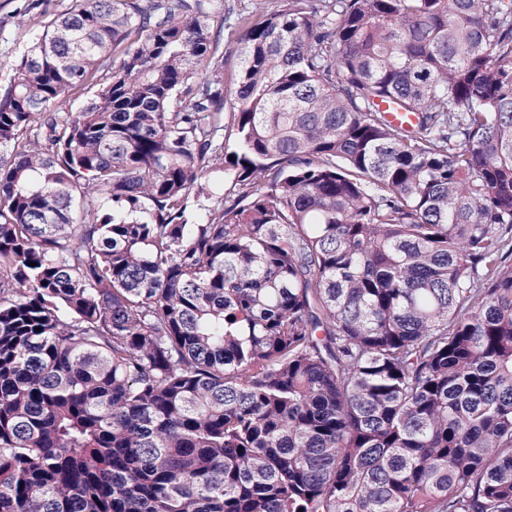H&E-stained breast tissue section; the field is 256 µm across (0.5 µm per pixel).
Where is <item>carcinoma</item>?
I'll return each mask as SVG.
<instances>
[{"mask_svg": "<svg viewBox=\"0 0 512 512\" xmlns=\"http://www.w3.org/2000/svg\"><path fill=\"white\" fill-rule=\"evenodd\" d=\"M49 2L0 84V512H512V0Z\"/></svg>", "mask_w": 512, "mask_h": 512, "instance_id": "cac0c4a2", "label": "carcinoma"}]
</instances>
